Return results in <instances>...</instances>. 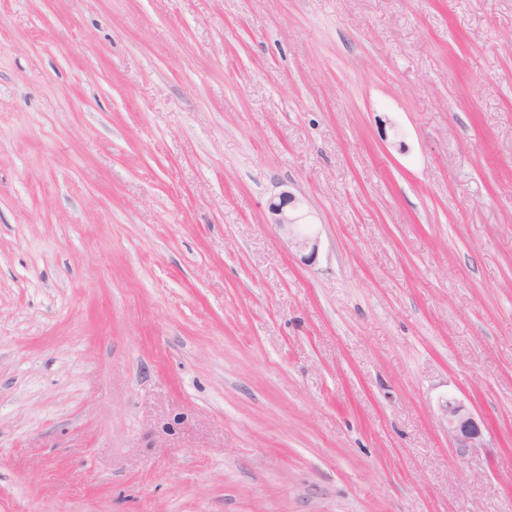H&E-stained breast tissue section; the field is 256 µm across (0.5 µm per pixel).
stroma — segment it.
Wrapping results in <instances>:
<instances>
[{"mask_svg": "<svg viewBox=\"0 0 512 512\" xmlns=\"http://www.w3.org/2000/svg\"><path fill=\"white\" fill-rule=\"evenodd\" d=\"M0 512H512V0H0ZM299 206L296 198L289 192L283 191L273 196L268 202V212L271 224H276L288 236V244L299 251L310 248V256L315 253L317 244L303 232V216L298 213ZM440 410L443 425L457 454L464 456L469 448L484 447L480 423L461 400L449 396L442 402Z\"/></svg>", "mask_w": 512, "mask_h": 512, "instance_id": "obj_1", "label": "stroma"}]
</instances>
